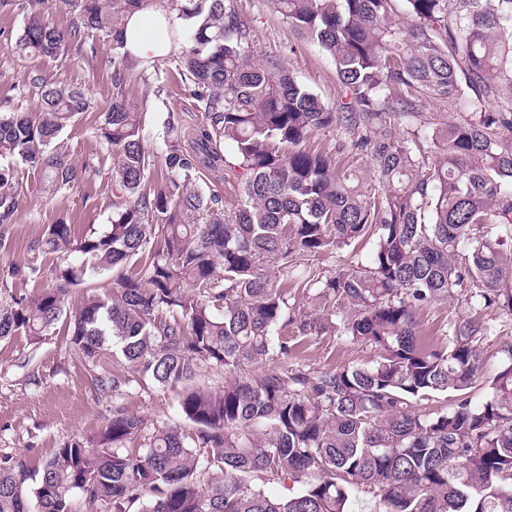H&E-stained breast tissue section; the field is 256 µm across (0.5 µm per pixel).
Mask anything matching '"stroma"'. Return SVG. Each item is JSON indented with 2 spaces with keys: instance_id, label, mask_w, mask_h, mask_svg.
Listing matches in <instances>:
<instances>
[{
  "instance_id": "stroma-1",
  "label": "stroma",
  "mask_w": 512,
  "mask_h": 512,
  "mask_svg": "<svg viewBox=\"0 0 512 512\" xmlns=\"http://www.w3.org/2000/svg\"><path fill=\"white\" fill-rule=\"evenodd\" d=\"M234 4L251 29L255 60L279 57L298 82L325 101L335 102L340 88L331 57L313 40L295 35L273 0H234ZM24 23L25 16L18 9H0V106L21 112L37 109L39 97L25 85L28 72L34 69L51 80L84 90L99 107L110 102L109 42L96 32L85 34V44L96 49L91 63L73 47L55 58L21 59L11 51L10 42ZM126 98L145 113V145L158 156L164 150L162 123L168 109L177 110L190 126H200L204 121L203 114L191 106L181 82L174 78L160 84L153 78L132 76ZM99 121L98 110L84 113L61 135L69 160L92 170L90 178L71 193L46 198L36 172L28 165L15 163L26 192L8 226L9 243L0 247V276H7L14 288L29 291L50 287V278L34 281L19 272L28 259V243L41 236L47 225L63 221L72 224L79 234L105 230L112 215V154L95 136ZM470 317L480 320L488 334L481 351L483 370L491 372L499 360V350L512 344V312L444 300L417 315L421 336L436 342L447 341L455 322ZM66 333L65 323L60 322L40 344H29L23 336L0 344V455L48 457L54 448L92 434L111 417L112 398L95 394L86 366L70 350ZM369 357V350L361 344L335 336L304 343L295 351L293 361L322 370L361 363ZM123 403L131 413L156 425L182 423L174 394L157 386L133 391Z\"/></svg>"
}]
</instances>
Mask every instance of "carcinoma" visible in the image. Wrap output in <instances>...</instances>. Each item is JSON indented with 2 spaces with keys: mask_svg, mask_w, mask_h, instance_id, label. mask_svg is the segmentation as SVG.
I'll return each mask as SVG.
<instances>
[{
  "mask_svg": "<svg viewBox=\"0 0 512 512\" xmlns=\"http://www.w3.org/2000/svg\"><path fill=\"white\" fill-rule=\"evenodd\" d=\"M395 2L275 0L332 57L340 96L329 105L279 58L253 61L233 0H62L74 15L64 29L45 18V0H0L27 13L10 44L22 57L81 48L89 29L111 42L112 99L96 137L113 158L106 230L49 224L29 243V276L43 274L45 253L74 256L51 270L52 287L27 294L0 281V342L39 344L72 288L110 272L111 295L87 298L67 343L95 392L170 388L193 428L150 425L116 404L99 430L37 465L0 459V512H71L75 499L84 512H351L357 492L381 512H512V345L486 378L479 321L456 324L446 344L425 342L417 323L455 297L512 311V236L493 232L512 224V96L501 95L512 89V0H403V25ZM149 8L184 21L161 41L181 44L174 70L207 117L190 128L166 112L157 187L143 113L125 97L130 75L159 72L161 59L125 49L127 17ZM25 86L40 95L36 111L0 109L1 225L24 194L14 161L51 198L91 175L56 140L95 101L38 70ZM437 98L464 100L466 115L414 126L416 107ZM330 128L334 152L307 147ZM227 144L241 184L228 210L203 188ZM363 158L367 183L346 173ZM363 238L374 239L367 261L329 274L309 264ZM290 283L319 310L295 312ZM324 336L372 356L327 370L289 362ZM271 354L275 365L245 372ZM213 367L233 376L220 390L197 383Z\"/></svg>",
  "mask_w": 512,
  "mask_h": 512,
  "instance_id": "carcinoma-1",
  "label": "carcinoma"
}]
</instances>
